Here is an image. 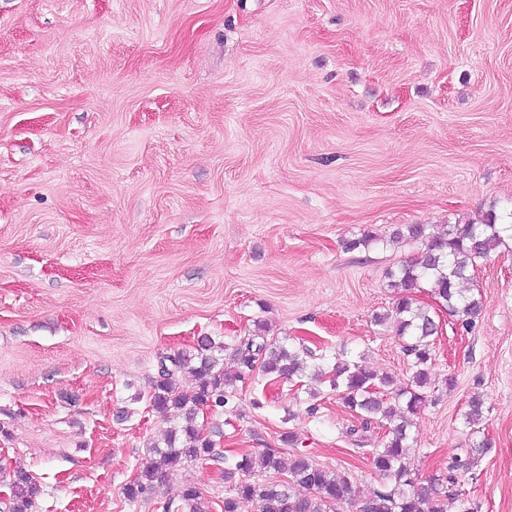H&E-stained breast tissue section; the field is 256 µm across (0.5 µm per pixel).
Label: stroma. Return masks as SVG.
<instances>
[{
    "mask_svg": "<svg viewBox=\"0 0 512 512\" xmlns=\"http://www.w3.org/2000/svg\"><path fill=\"white\" fill-rule=\"evenodd\" d=\"M510 207L512 0H0V465L37 477L32 512H160L189 483L224 512L225 457L289 431L370 495L356 448L383 428L262 380L208 415L215 460L129 501L174 423L148 401L160 361L264 320L407 383L373 317L418 246L343 240ZM472 286L474 328L439 316L408 458L425 481L488 435L458 488L512 512V239Z\"/></svg>",
    "mask_w": 512,
    "mask_h": 512,
    "instance_id": "35a3bbf8",
    "label": "stroma"
}]
</instances>
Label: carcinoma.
Instances as JSON below:
<instances>
[{
  "label": "carcinoma",
  "mask_w": 512,
  "mask_h": 512,
  "mask_svg": "<svg viewBox=\"0 0 512 512\" xmlns=\"http://www.w3.org/2000/svg\"><path fill=\"white\" fill-rule=\"evenodd\" d=\"M512 238V210L501 215L489 211L476 223L470 220L448 225L439 232L430 224H402L391 239L409 240L421 245V255L390 273V287L397 289L392 308L375 316V322L388 326L407 339L404 350L411 357L412 373L403 386H393L386 374H377L356 361L337 360L328 372L317 369L313 377L329 384L342 403L363 427L376 424L385 428L382 447L363 448V458L385 480L384 487L356 503V512H447L448 495L444 486L455 487L481 455L492 448L483 439L463 457L448 465L447 475H438L426 485L411 477L407 458L412 427L411 417L429 402L430 370L435 361V337L439 323L430 307L419 304L414 294L421 284L431 286L435 303L451 320L467 328L483 309L482 298L466 295L460 284L470 280L481 261ZM267 322L255 324L253 334L226 346L209 336L196 346L166 356L161 378L153 383L149 405L159 411L179 413L178 424L166 430L162 442L150 443L153 457L125 487L128 500L150 499L176 470L187 462L215 456V441L198 422L202 410L235 406V385L250 381L254 374L270 380L293 381L305 375L309 362L318 355L305 343L287 346L268 336ZM230 350L234 369L224 366V356L215 352ZM189 373L195 389L184 391L176 375ZM483 417V400L476 396L469 403L465 424L474 427ZM0 478L9 489L5 512H30L39 492L36 477L10 472L0 466ZM224 480L232 483V494L224 498V512H238L242 500L257 504L258 512H338L352 503V484L346 472L330 471L301 453L285 455L279 448L258 453H242L224 470ZM198 489L189 484L177 499L162 504L163 512H203Z\"/></svg>",
  "instance_id": "carcinoma-1"
}]
</instances>
